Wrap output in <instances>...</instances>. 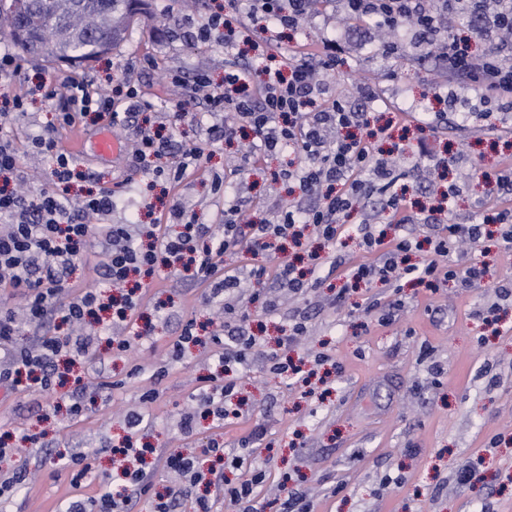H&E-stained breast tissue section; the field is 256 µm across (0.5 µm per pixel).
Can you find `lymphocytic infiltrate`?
<instances>
[{"mask_svg": "<svg viewBox=\"0 0 512 512\" xmlns=\"http://www.w3.org/2000/svg\"><path fill=\"white\" fill-rule=\"evenodd\" d=\"M346 13L354 18L375 20L391 32L409 30L416 46L436 55L449 78L479 91L495 100L504 111L512 110V61L504 51L512 49V0H342ZM315 0H245L244 12L251 19L265 21L269 30L292 28L314 11ZM471 14L481 20L479 34L493 41L494 46L481 59H473L465 41L444 35L438 24L441 15ZM337 41L321 40L317 48L303 53L290 67L289 76L274 72L264 83L258 96L238 92L240 70L226 73V90L212 88L206 79H199L195 92L210 102L216 111L234 113L252 130L254 137L249 157L260 158L275 152L280 144L294 146L301 163L287 171L288 179L297 181L303 194L320 199L316 208L294 206L282 211L269 224H240L238 208H230L219 229L194 223L180 207L168 211L169 224L179 226L177 236L157 231L149 246L139 244L138 227L134 224H113L107 230V259L102 276L120 286L130 274L148 280L163 268L182 267L198 281L207 283L206 303L224 308L234 320L223 329L214 330L212 341L220 345L217 356L222 368L247 365L248 352L255 339L248 333L251 315L248 309L234 307L231 300L242 279L261 281L266 267L250 269L245 275L219 274L216 259L237 252L242 246L267 255H282L276 268L280 287L299 292L307 284V269L298 268L292 259L284 258L285 242L300 244L305 230H312L325 244H335L341 231L342 218L366 198L375 184L391 186L393 170L387 159H373L376 143L386 136V127L370 128L365 113L347 107L341 101L319 102V74L332 70L336 64ZM128 102L126 112L114 108L117 97ZM142 102L130 81L105 92L92 83L71 81L61 100L57 114L59 124L71 126L88 114L108 120L110 125L123 126L140 111ZM41 154L54 158L55 168L49 174V185L23 195L6 190L4 183L16 172V152L10 139L0 138V283L11 288L20 301L19 308H0V386L13 391L19 387L53 389L60 360L76 361L95 353L102 337L127 328L137 313L142 297L129 292L112 304V319L95 329H88L89 316L101 307L98 289H82L69 296L67 277L81 262L93 232L89 217H102L112 211V193L92 192L78 202L77 211H70L69 200L57 186L71 175L70 157L57 140L39 136L32 142ZM369 262L349 267L345 278L355 281H379L394 285L406 276H414L427 287H437L448 277L459 276L468 287L481 286L485 266L473 264L454 272L447 257L461 242H479L487 233L482 224H448L432 232L427 240L432 254L412 264L410 238L387 240L385 230L374 224L358 228ZM59 319L69 328L64 336H35L18 344L22 325L41 326L50 319ZM235 380L230 376H210L196 399L195 409L180 418V428L192 435L198 413L211 416L224 424L239 418L238 410L225 407L232 396ZM164 463L177 472L184 487L198 484L223 490L225 499L237 505L250 503L254 488L263 481L262 470H254L251 481L233 484L217 470L201 471L196 456L177 452L169 454ZM115 494L90 501L70 499L66 512H127L134 496L148 493L152 487L144 470L115 473Z\"/></svg>", "mask_w": 512, "mask_h": 512, "instance_id": "obj_1", "label": "lymphocytic infiltrate"}]
</instances>
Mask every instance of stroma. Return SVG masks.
Returning a JSON list of instances; mask_svg holds the SVG:
<instances>
[{"label":"stroma","instance_id":"stroma-1","mask_svg":"<svg viewBox=\"0 0 512 512\" xmlns=\"http://www.w3.org/2000/svg\"><path fill=\"white\" fill-rule=\"evenodd\" d=\"M218 10L228 19L221 42L161 34L165 25L183 17L202 21ZM147 12L111 52L87 65L25 57L9 78L12 90L25 98L23 111L0 122V135L12 140L16 150L19 190L44 188L52 168L48 156L33 150V136L50 133L64 145L81 132L87 143L75 167L94 173L95 179L73 181L69 197L75 201L104 188L115 193L117 206L97 221L72 281L106 289L95 270L106 260L107 225L153 224L174 204L196 223L218 225L225 209L241 199L248 203L243 222L261 223L273 220L279 208L302 202L296 185L273 179L274 172L294 161L292 147L281 146L260 161L245 163L240 144L250 141L252 131L238 128L231 137L210 142L212 124L236 125L237 119L195 105L188 90L201 73L213 86H223L225 70L236 63L246 67L249 89L257 91L269 58L287 67L295 61L294 47L342 35L352 45L325 77L329 98L355 100L357 86L371 82L377 86L375 101L367 105L372 123L389 122L404 108L422 118L447 115L428 133L449 160L446 176L429 170L428 160L416 154L419 130L392 126L390 139L381 145L394 166L397 188L406 192L407 206L436 207L441 184L454 183L458 193L447 201L444 222L476 224L493 209L512 208V196L492 192L483 178L512 166V112L499 111L495 101L471 88L449 85L435 58L411 39H402L395 58L383 55L375 43L356 49L363 36L375 40L379 32L373 22L347 18L340 0H321L314 17L273 33L262 22L240 19L233 0H148ZM129 72L136 74L143 98L151 103L144 113L148 120L168 122L179 103L196 116L195 122L171 131L175 151L204 150L199 167L178 187L136 164L129 151L136 125L112 128L91 115L69 127L59 125L58 103L44 91L49 84L88 79L107 90ZM435 81L448 85L452 102L435 100ZM105 129L120 145L117 157L100 156L94 148L93 137ZM217 175L224 179L220 195L212 191ZM369 217L387 225L392 236L424 234L421 225H399L384 195L373 194L345 217L335 246L351 264L367 260L357 228ZM476 262L488 270L486 284L479 288L450 280L432 289L403 279L394 290L374 281L344 294L339 272L324 268L317 285L294 296L268 279L265 287L278 308H251L249 331L261 346L236 375L235 397L245 413L220 430L198 420L189 438L181 434L178 421L213 370L208 357L215 346L206 336L221 312L203 303L206 288L190 273L161 269L144 292L136 321L150 334L136 349L139 375L129 376L131 363L120 356L95 355L79 364L87 386L86 411L76 419L64 409H53L55 403H67L68 388L0 391V432L43 436L37 452L0 462V471L11 467L27 473L26 485L12 500L0 502V512H63L74 490L61 459L71 454L94 460L81 489L85 497L113 493L111 446L127 435L125 415L131 410L144 413L140 434L147 442L168 453L194 452L206 466L212 462L205 453L212 439L223 438L230 453L241 436L261 425L263 436L250 450L253 465L265 472L256 490L257 512H279L273 494L293 484L305 493L311 512H512V298H500L493 290L496 282L512 278V250L503 243H477L447 259L461 269ZM376 298L394 305L390 320L367 312ZM299 315L307 319L306 335L300 342L281 344ZM189 321L205 342L171 360L167 348ZM321 353L340 366L321 393L306 394L294 380L266 368L275 354L311 360ZM152 388L157 399L142 401ZM463 468L469 477L461 482L457 474Z\"/></svg>","mask_w":512,"mask_h":512}]
</instances>
